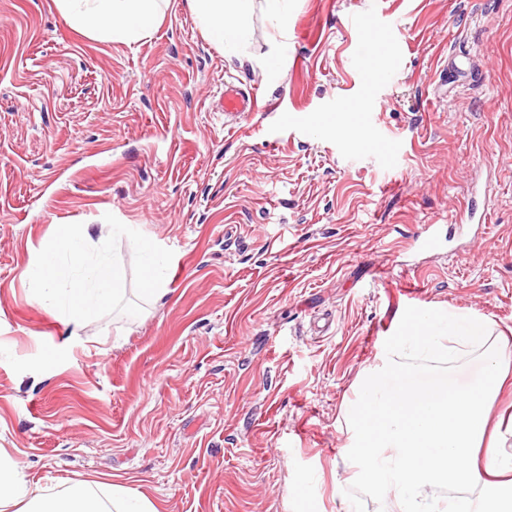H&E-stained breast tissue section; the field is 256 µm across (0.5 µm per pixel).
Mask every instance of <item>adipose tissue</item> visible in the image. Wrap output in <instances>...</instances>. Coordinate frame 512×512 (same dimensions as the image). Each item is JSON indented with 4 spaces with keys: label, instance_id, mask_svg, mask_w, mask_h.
I'll list each match as a JSON object with an SVG mask.
<instances>
[{
    "label": "adipose tissue",
    "instance_id": "adipose-tissue-1",
    "mask_svg": "<svg viewBox=\"0 0 512 512\" xmlns=\"http://www.w3.org/2000/svg\"><path fill=\"white\" fill-rule=\"evenodd\" d=\"M167 0H56L69 24L89 37L127 45L151 35ZM290 0H188L207 38L236 52L251 35L253 9L286 29ZM493 331L481 317L424 312L409 316L384 350L382 363L364 377L348 413L349 454L359 479L392 494L398 512H468L455 500L429 496L442 484L483 487L477 512H512V422L493 427L488 409L512 376V357L489 350L480 372L465 382L427 373L414 360H447L451 352L480 347ZM488 460L478 467L479 448ZM22 512H158L143 495L112 484L70 480L57 494L36 493L17 464L0 455V508Z\"/></svg>",
    "mask_w": 512,
    "mask_h": 512
}]
</instances>
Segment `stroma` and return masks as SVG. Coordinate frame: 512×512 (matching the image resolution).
I'll use <instances>...</instances> for the list:
<instances>
[{
  "mask_svg": "<svg viewBox=\"0 0 512 512\" xmlns=\"http://www.w3.org/2000/svg\"><path fill=\"white\" fill-rule=\"evenodd\" d=\"M383 13L395 55L364 64ZM228 84L255 92L248 120L224 114ZM472 198L486 223H467ZM108 213L172 250L167 291L76 331L22 272L56 225L102 244ZM429 309L488 319L512 353V0H291L286 32L254 12L235 55L187 0L132 47L55 0H0V452L35 491L385 512L353 477L344 413Z\"/></svg>",
  "mask_w": 512,
  "mask_h": 512,
  "instance_id": "35a3bbf8",
  "label": "stroma"
}]
</instances>
